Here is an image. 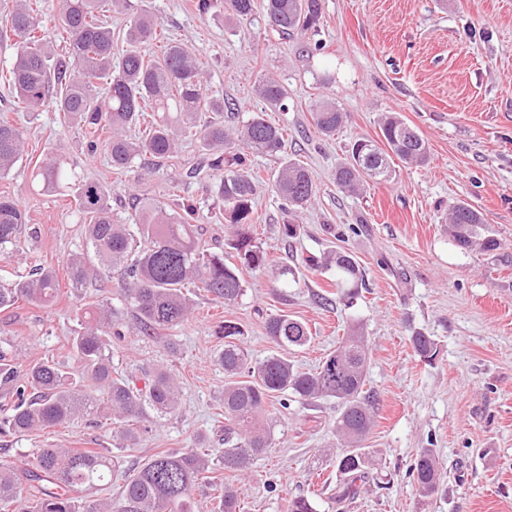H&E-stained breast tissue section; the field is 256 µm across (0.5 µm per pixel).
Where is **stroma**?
Segmentation results:
<instances>
[{"instance_id":"35a3bbf8","label":"stroma","mask_w":512,"mask_h":512,"mask_svg":"<svg viewBox=\"0 0 512 512\" xmlns=\"http://www.w3.org/2000/svg\"><path fill=\"white\" fill-rule=\"evenodd\" d=\"M196 0H149L167 38L202 51L209 93L234 104L240 117L261 110L255 85L272 75L288 89V108L266 110L288 133L289 157L311 172L318 193L295 218L296 238L281 233V200L269 176L277 158L255 156L254 233L269 257L267 268L244 274L245 293L227 305L201 288L188 294L193 314L181 327L139 335L135 311L121 302L115 280L101 278L72 197L42 193L31 178L33 159L53 152L67 158L81 180L112 189V217L130 221L136 197L170 191L196 204L202 238L213 250L227 236L222 204L207 175L190 177L205 159L185 142L156 176L135 182L113 171L105 152L89 154L79 128L62 123L53 108L38 117L14 107L0 83V110L9 109L25 131L28 162L0 180V191L19 197L38 238L0 255V281L48 267L64 275L69 258L86 255L85 288L61 286L51 306L28 304L0 312V338L13 341L18 370L49 358L73 373L80 362L70 346L85 303H115L123 339L112 343L116 375L169 368L181 386L178 410L150 415L135 445L109 427L79 418L34 434H0V464L26 468L39 448H103L137 470L157 451L224 445L219 395L224 371L215 355L225 320L246 330L245 345L261 359L274 348L268 314L285 312L307 324L312 341L293 355L312 372L350 325L362 324L371 348L367 385L378 395L376 423L364 445L379 463L353 499L337 502L341 481L331 462L339 447L336 404L321 400L281 407L268 416L274 440L246 475H227L241 486L239 512H288L291 499L314 501L317 512H512V0H324L313 55L295 40L268 32L263 8L239 26L222 0L205 14ZM329 99L346 115L335 136L323 137L311 113ZM387 112L404 116L430 150L423 166L395 162L391 179L356 194L339 188L335 173L350 142L377 137ZM463 200L478 209L498 238L497 254L465 253L448 235L443 216ZM343 249L365 272V286L344 304L332 272L313 271L301 259ZM438 346L427 362L414 351L413 332ZM438 454L439 494L420 498L408 471L420 449Z\"/></svg>"}]
</instances>
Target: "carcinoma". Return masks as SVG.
<instances>
[{
  "instance_id": "obj_1",
  "label": "carcinoma",
  "mask_w": 512,
  "mask_h": 512,
  "mask_svg": "<svg viewBox=\"0 0 512 512\" xmlns=\"http://www.w3.org/2000/svg\"><path fill=\"white\" fill-rule=\"evenodd\" d=\"M127 16L124 45L112 38V28L100 19L103 4ZM255 0H224V10L244 21L254 11ZM271 32L298 39L310 50L306 34L316 35L323 0H264ZM156 15L134 0H61L57 14L44 19L40 0H12L0 17V40L14 42L15 54L7 72L17 103L27 112L51 106L63 123L84 129L86 147L105 150L112 168L131 173L137 161L148 156L161 163L177 153L182 141L195 139L207 154L217 175V196L224 202V223L230 226L229 247L209 251L200 243L202 227L195 223L197 208L191 203L173 205L158 198L138 201L132 223L112 219L111 189L95 181H81L67 171L63 160L49 155L35 162L33 171L42 191H66L72 195L87 224L92 252L104 260V275L120 272V296L136 313L138 331L151 337L180 327L190 313L184 289L198 283L226 304L243 295V271L268 264L267 253L253 237L254 178L246 170L247 155L281 157L285 154L284 129L254 112L242 126L227 127L209 116L222 112L226 102L203 95L206 72L198 56L186 44L168 40L158 57L147 48L159 40ZM63 29L68 40L58 50L54 32ZM256 95L268 106L286 109L287 92L276 79H263ZM343 113L324 101L313 111L316 129L325 136L336 133ZM145 126L141 137L125 131ZM378 138L355 140L336 167V184L353 189L366 180L384 181L392 173L393 158L425 165L429 148L419 132L398 113L379 122ZM25 152V134L6 116L0 117V178L8 177ZM275 193L284 213L294 215L311 203L316 184L308 168L293 158L284 159L273 174ZM38 236L28 223L17 198L0 192V254L16 246L19 235ZM448 235L462 251L494 252L500 242L486 228L482 214L460 202L448 212ZM304 263L316 270L335 268L336 287L347 289L354 299L365 285L364 272L346 251L336 250L323 259L309 256ZM70 286L84 287L85 257L68 261ZM59 284L51 268H39L35 277L0 284V311L20 302L46 306L58 299ZM265 330L276 350L261 360L243 346V326L224 321L216 335L224 346L216 361L226 381L221 393L224 405V471L242 473L272 445L266 406L273 400L312 403L336 401V437L342 445L331 457L336 470L347 477L337 497L356 493V481L364 478L372 463L371 451L362 442L374 423V391L366 387L369 345L362 328H350L336 351L328 354L313 373L298 371L288 357L311 339L306 325L288 314L266 317ZM122 338L112 320V307L98 302L85 305L81 331L71 338L72 349L84 374L106 396L100 403L73 383L71 374L54 360L43 358L28 365L24 379L7 346H0V384L12 389L14 400L3 409L0 433L23 434L47 427L65 426L78 417H92L104 425H119L120 439L135 442L140 432L131 423L174 413L179 405L176 373L157 368L145 374L144 388L132 380L112 375L110 337ZM414 351L426 361L435 359L437 344L416 332L410 337ZM210 473L208 459L193 448L163 450L153 454L133 476L122 461L98 448H40L24 473L0 466V505L12 512H192L190 497L198 482ZM416 490L423 498L439 492V462L431 448H423L412 465ZM123 481L117 501L94 498L114 481ZM241 488L220 486L213 512H237Z\"/></svg>"
}]
</instances>
